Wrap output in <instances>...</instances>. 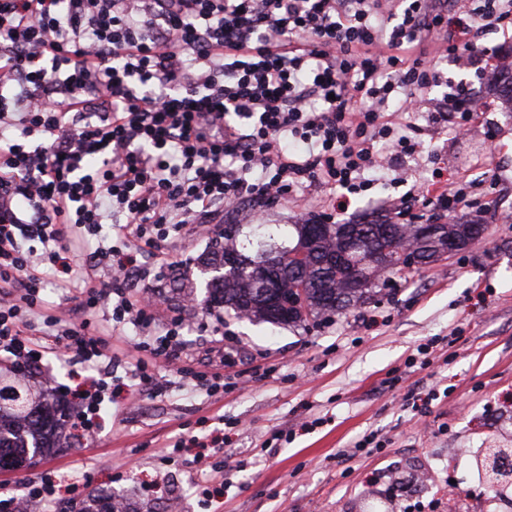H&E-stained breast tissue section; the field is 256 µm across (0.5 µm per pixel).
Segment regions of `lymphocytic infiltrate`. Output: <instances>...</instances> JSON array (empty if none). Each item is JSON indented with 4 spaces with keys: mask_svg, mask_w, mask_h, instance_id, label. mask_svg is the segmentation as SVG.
Returning <instances> with one entry per match:
<instances>
[{
    "mask_svg": "<svg viewBox=\"0 0 512 512\" xmlns=\"http://www.w3.org/2000/svg\"><path fill=\"white\" fill-rule=\"evenodd\" d=\"M447 25L457 42L428 51ZM489 27L512 28V0L453 14L447 0H0V353L98 370L67 422L92 437L114 402L112 340L152 323V284L174 266L163 246L187 225L207 236L224 212L281 201L331 224L374 172L408 187L393 220L419 204L448 219L467 187L411 180V117L444 83L436 57L464 46L465 66L500 65L478 43ZM425 110L462 128L478 96L460 82ZM112 223L118 244L81 254ZM49 273L65 308L42 298ZM60 489L49 473L23 482L0 512Z\"/></svg>",
    "mask_w": 512,
    "mask_h": 512,
    "instance_id": "1",
    "label": "lymphocytic infiltrate"
}]
</instances>
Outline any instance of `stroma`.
I'll use <instances>...</instances> for the list:
<instances>
[{
    "instance_id": "35a3bbf8",
    "label": "stroma",
    "mask_w": 512,
    "mask_h": 512,
    "mask_svg": "<svg viewBox=\"0 0 512 512\" xmlns=\"http://www.w3.org/2000/svg\"><path fill=\"white\" fill-rule=\"evenodd\" d=\"M483 113L468 137L427 130L411 161L416 178L442 169L470 184L475 207L455 217L481 219L487 231L468 251L404 270L380 300L317 322L276 326L225 315L224 332L203 326L202 309L185 307L171 279L143 349L112 342V363L154 362L172 380L177 369L221 373L223 393L210 396L170 384L132 409L114 405L98 436L54 449L33 467L0 471V494H19L25 480L65 475V497L80 502L105 492L134 512H446L449 488L460 501L486 505L492 492L470 472L478 448H512V112L489 82L478 84ZM405 186L374 183L337 214L343 223L392 212ZM181 312L186 351L153 358L152 343ZM432 343L430 365H414ZM311 429H302V422ZM227 436L210 458L245 461L222 499L199 498L189 473L193 450L170 448L183 432ZM381 449L354 453L366 436Z\"/></svg>"
}]
</instances>
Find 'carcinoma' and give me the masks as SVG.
<instances>
[{
    "instance_id": "obj_1",
    "label": "carcinoma",
    "mask_w": 512,
    "mask_h": 512,
    "mask_svg": "<svg viewBox=\"0 0 512 512\" xmlns=\"http://www.w3.org/2000/svg\"><path fill=\"white\" fill-rule=\"evenodd\" d=\"M492 87L498 98L512 106V68L496 72ZM442 229L450 240H466L481 233L483 225L455 222ZM237 233L238 225H224V233L197 258L204 275L201 304L277 325L300 323L310 315L340 312L370 300L385 275V268L371 260L377 250L387 251L391 263L407 250L419 252L425 263L438 259L437 249L418 239L415 225L393 224L384 214L347 224H290L288 234L295 243L270 245L252 255L234 247ZM347 239L354 240L348 264L364 271L359 288L349 287L345 269L332 263ZM293 252L298 271L289 269L292 262L282 264L278 273L269 265L271 256L283 259ZM227 254L237 256V267L224 268ZM64 418L65 412L56 405L34 400L25 381L1 378L0 467H24L35 456L60 447L66 439ZM508 459L512 460V448H482L474 458V470L481 479L495 484V497L512 496V467L505 466Z\"/></svg>"
}]
</instances>
